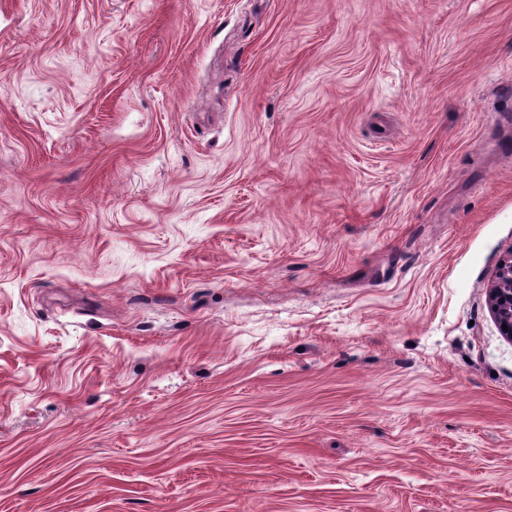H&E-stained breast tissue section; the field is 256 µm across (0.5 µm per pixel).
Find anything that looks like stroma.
<instances>
[{
	"label": "stroma",
	"mask_w": 512,
	"mask_h": 512,
	"mask_svg": "<svg viewBox=\"0 0 512 512\" xmlns=\"http://www.w3.org/2000/svg\"><path fill=\"white\" fill-rule=\"evenodd\" d=\"M512 0H0V512H512ZM487 305L500 334L512 342V250L499 263L495 280L487 291Z\"/></svg>",
	"instance_id": "35a3bbf8"
}]
</instances>
